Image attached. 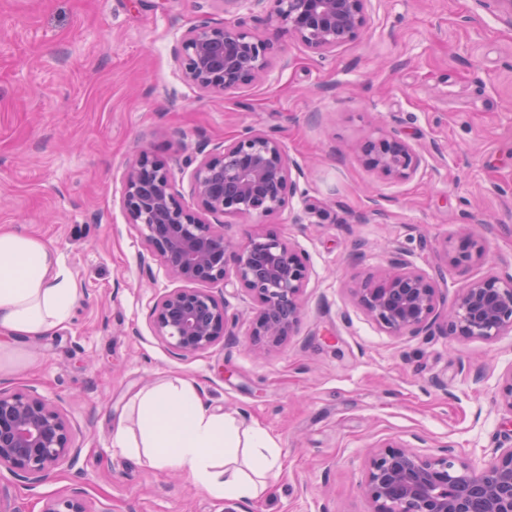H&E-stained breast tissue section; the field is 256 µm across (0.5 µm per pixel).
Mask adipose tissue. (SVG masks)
Listing matches in <instances>:
<instances>
[{
  "mask_svg": "<svg viewBox=\"0 0 512 512\" xmlns=\"http://www.w3.org/2000/svg\"><path fill=\"white\" fill-rule=\"evenodd\" d=\"M80 289L56 250L41 239L0 231V335L35 340L67 324ZM111 444L150 465L177 470L219 499L265 495L282 469L266 429L241 427L204 401L194 382L135 392Z\"/></svg>",
  "mask_w": 512,
  "mask_h": 512,
  "instance_id": "adipose-tissue-1",
  "label": "adipose tissue"
}]
</instances>
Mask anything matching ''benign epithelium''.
I'll list each match as a JSON object with an SVG mask.
<instances>
[{
    "instance_id": "obj_1",
    "label": "benign epithelium",
    "mask_w": 512,
    "mask_h": 512,
    "mask_svg": "<svg viewBox=\"0 0 512 512\" xmlns=\"http://www.w3.org/2000/svg\"><path fill=\"white\" fill-rule=\"evenodd\" d=\"M277 24V36L302 43L324 56L358 38L368 23L371 0H252ZM512 28V0H473ZM274 50L242 19L221 26L201 21L182 37L178 59L183 77L203 91L233 92L258 81ZM366 163L382 176L407 180L422 157L395 133L365 141ZM297 165L282 142L248 127L204 154L189 174L197 208L187 207L175 189V172L147 151L128 168L124 181L126 221L146 251L183 284L155 298V334L176 355L194 357L231 335L224 298L211 286L234 280L257 303L252 344L276 346L296 327L308 283L307 257L277 233L254 234L242 243L224 235V219H259L284 209L297 194ZM456 267L485 256L480 235L462 233L443 245ZM355 303L388 333L419 335L444 319V331L460 339L492 340L512 331V274L488 273L460 288L451 310L438 311L433 278L395 257L382 274L352 289ZM497 405L512 415V369L503 373ZM81 448L64 412L34 391L0 388V472L32 484L55 469L73 466ZM365 495L374 512H512V448H495L473 463L448 449L420 454L398 441L370 458ZM42 512H90L83 491L46 503Z\"/></svg>"
}]
</instances>
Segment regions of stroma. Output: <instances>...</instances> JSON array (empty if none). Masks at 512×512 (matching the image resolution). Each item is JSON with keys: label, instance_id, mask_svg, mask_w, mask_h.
Here are the masks:
<instances>
[{"label": "stroma", "instance_id": "1", "mask_svg": "<svg viewBox=\"0 0 512 512\" xmlns=\"http://www.w3.org/2000/svg\"><path fill=\"white\" fill-rule=\"evenodd\" d=\"M239 17L272 36L249 0H0V227L48 243L80 288L67 326L0 341V388L58 404L81 450L43 482L1 477L16 512H42L74 487L93 512H373L362 484L384 442L462 460L512 446V416L495 402L512 332L394 336L352 296L394 250L433 272L437 242L466 224L487 255L446 268L440 311L467 280L512 274V28L473 0H372L365 32L329 56L286 39L261 82L233 94L188 84L175 57L183 34ZM246 126L280 139L302 175L289 208L227 219L224 233L274 231L307 256L301 319L257 357L256 303L227 285L232 336L183 359L152 327L155 297L176 283L160 259L140 261L124 177L140 149L186 160ZM385 131L421 153L412 178L366 164L361 144ZM174 378L274 436L283 471L265 497L215 499L112 447L130 395Z\"/></svg>", "mask_w": 512, "mask_h": 512}]
</instances>
